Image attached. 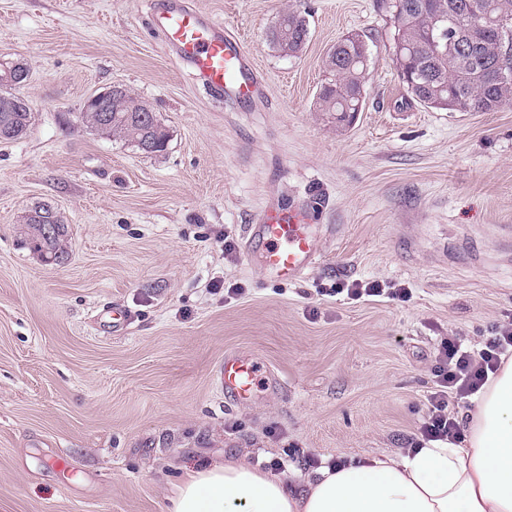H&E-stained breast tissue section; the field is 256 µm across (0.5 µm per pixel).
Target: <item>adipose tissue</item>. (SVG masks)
<instances>
[{
	"instance_id": "obj_1",
	"label": "adipose tissue",
	"mask_w": 512,
	"mask_h": 512,
	"mask_svg": "<svg viewBox=\"0 0 512 512\" xmlns=\"http://www.w3.org/2000/svg\"><path fill=\"white\" fill-rule=\"evenodd\" d=\"M458 442L324 467L293 485L247 458L185 468L165 512H512V359Z\"/></svg>"
}]
</instances>
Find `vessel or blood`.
<instances>
[{"mask_svg":"<svg viewBox=\"0 0 512 512\" xmlns=\"http://www.w3.org/2000/svg\"><path fill=\"white\" fill-rule=\"evenodd\" d=\"M149 19L193 78L215 96L253 101L264 94L244 44L189 0H152ZM307 212L278 206L262 212L251 227L249 249L255 250L263 273L274 279L301 278L322 258L320 238ZM224 398L235 403L255 399L261 386L277 378L257 357L234 353L220 367Z\"/></svg>","mask_w":512,"mask_h":512,"instance_id":"b4317fda","label":"vessel or blood"}]
</instances>
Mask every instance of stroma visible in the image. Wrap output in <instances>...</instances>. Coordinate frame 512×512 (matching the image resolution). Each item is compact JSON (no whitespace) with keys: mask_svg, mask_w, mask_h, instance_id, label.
<instances>
[{"mask_svg":"<svg viewBox=\"0 0 512 512\" xmlns=\"http://www.w3.org/2000/svg\"><path fill=\"white\" fill-rule=\"evenodd\" d=\"M195 2L243 41L264 106L205 91L147 0H0V65L27 64L34 114L0 142V512H164L182 466L243 451L293 483L310 472L303 450L325 466L404 453L441 338L479 348L512 323V104L412 100L381 0ZM288 9L309 21L296 58L266 37ZM350 33L368 45L365 105L340 132L316 99ZM115 86L152 105L164 152L84 121L87 98ZM292 203L311 209L322 258L288 283L245 243L260 213ZM39 204L65 227L54 256L25 222ZM355 280L411 298L317 293ZM237 350L283 390L225 403L217 374Z\"/></svg>","mask_w":512,"mask_h":512,"instance_id":"1","label":"stroma"}]
</instances>
